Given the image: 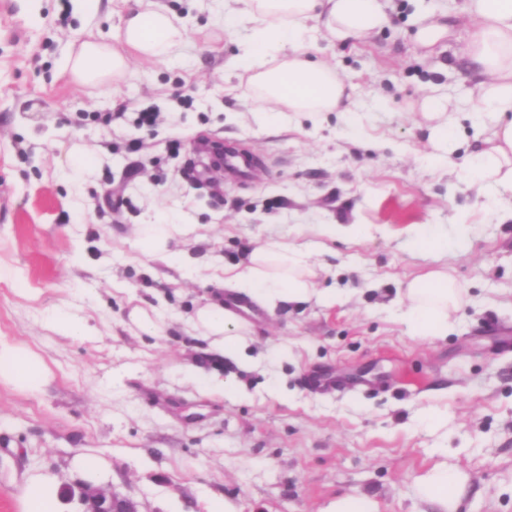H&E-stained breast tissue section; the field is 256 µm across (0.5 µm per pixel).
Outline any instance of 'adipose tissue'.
Returning <instances> with one entry per match:
<instances>
[{"mask_svg": "<svg viewBox=\"0 0 512 512\" xmlns=\"http://www.w3.org/2000/svg\"><path fill=\"white\" fill-rule=\"evenodd\" d=\"M239 8L224 14V28L249 25L242 51L233 60L235 71L246 74L251 97L266 120L288 112H353L352 90L323 60L311 54L309 30L325 32L331 41L355 42L386 25L387 0H239ZM472 22L468 55L486 78L482 95L471 108L476 130H490L488 149L462 167L465 181L488 193L512 192V0H465ZM116 39L121 50L79 37L78 47L64 62L78 86H114L128 72L130 57L167 63L184 49L187 30L182 20L157 0H135L120 15ZM428 115L430 159L450 165L457 142L458 110L447 100L428 96L421 103ZM306 252L279 243L255 249L244 267L224 273V283L267 305L335 298L334 290L314 292ZM403 317L420 336L445 335L452 315L462 302L458 284L440 271L414 278L405 288ZM199 321L225 353L239 354L241 335L236 317L219 304L203 308ZM46 374L33 351L0 343V382L21 392L40 388ZM466 483L456 467L441 464L420 481L422 496L435 501L442 512H457Z\"/></svg>", "mask_w": 512, "mask_h": 512, "instance_id": "adipose-tissue-1", "label": "adipose tissue"}]
</instances>
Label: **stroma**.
I'll return each mask as SVG.
<instances>
[{"label": "stroma", "instance_id": "1", "mask_svg": "<svg viewBox=\"0 0 512 512\" xmlns=\"http://www.w3.org/2000/svg\"><path fill=\"white\" fill-rule=\"evenodd\" d=\"M159 2L187 26L183 58L131 59L110 93L63 71L79 0H0V342L47 368L38 391L0 384V512H20L30 477L79 480L84 454L141 512H334L356 493L374 512H439L418 484L444 461L467 477L459 512H512V193L490 201L431 164L420 109L480 95L464 0H390L389 23L355 46L314 33L353 87L355 133L340 112L261 121L226 66L246 31L225 32L224 0ZM420 6L453 26L428 56L412 39ZM144 109L160 114L150 136L132 122ZM206 137L248 149L251 177L207 172ZM74 146L93 159L80 178L60 168ZM161 215L196 227L172 245L179 262L136 244ZM324 224L363 232L324 237ZM461 224L465 247L408 245ZM270 242L312 250V286L336 300L258 304L243 356L225 355L198 312ZM434 269L465 295L430 339L399 309L406 282ZM414 249L426 253H442L448 251V236L444 237L434 231H422L411 239Z\"/></svg>", "mask_w": 512, "mask_h": 512}]
</instances>
